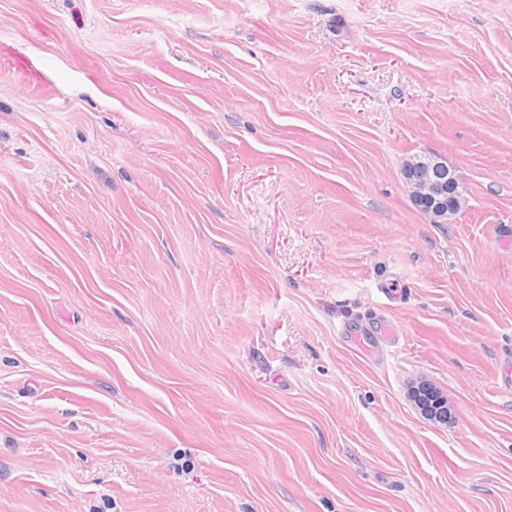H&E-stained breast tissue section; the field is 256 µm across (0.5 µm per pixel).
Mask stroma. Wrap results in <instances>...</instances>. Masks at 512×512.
<instances>
[{"mask_svg": "<svg viewBox=\"0 0 512 512\" xmlns=\"http://www.w3.org/2000/svg\"><path fill=\"white\" fill-rule=\"evenodd\" d=\"M508 225L512 0H0V512H512ZM420 165L425 166L428 170L432 169L439 172L446 177L444 178H431L430 175L423 176L422 168ZM448 175V179H447ZM406 184L409 187L410 194L418 203H421L426 208V214L429 216L430 221L434 224H447L454 215H456L458 203L452 197L448 200V194L444 191V185L454 184L458 190V182L454 173L442 162L422 159V161H415L408 164L405 172Z\"/></svg>", "mask_w": 512, "mask_h": 512, "instance_id": "obj_1", "label": "stroma"}]
</instances>
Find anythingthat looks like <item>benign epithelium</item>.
<instances>
[{"label":"benign epithelium","mask_w":512,"mask_h":512,"mask_svg":"<svg viewBox=\"0 0 512 512\" xmlns=\"http://www.w3.org/2000/svg\"><path fill=\"white\" fill-rule=\"evenodd\" d=\"M410 194L426 208V214L434 224H446L456 215L458 203L448 198L445 184H457L454 173L442 162L424 159L408 164L405 172ZM419 400L431 415L441 416L445 406L430 392L419 393Z\"/></svg>","instance_id":"obj_1"}]
</instances>
